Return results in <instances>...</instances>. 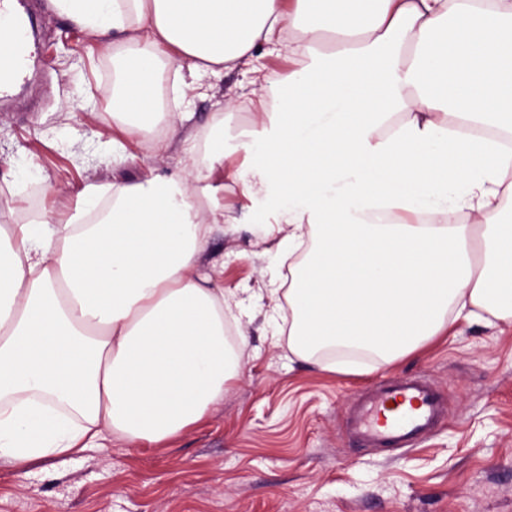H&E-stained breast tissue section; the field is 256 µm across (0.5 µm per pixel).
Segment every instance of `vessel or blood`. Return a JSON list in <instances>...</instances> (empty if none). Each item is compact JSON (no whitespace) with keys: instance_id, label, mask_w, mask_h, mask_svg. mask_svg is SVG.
<instances>
[{"instance_id":"b4317fda","label":"vessel or blood","mask_w":512,"mask_h":512,"mask_svg":"<svg viewBox=\"0 0 512 512\" xmlns=\"http://www.w3.org/2000/svg\"><path fill=\"white\" fill-rule=\"evenodd\" d=\"M28 22L13 0H0V42L10 52L0 57V98L28 74ZM446 408L433 387L418 377L390 380L365 397L350 417L357 442L373 448H404L428 435Z\"/></svg>"}]
</instances>
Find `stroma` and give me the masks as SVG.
Masks as SVG:
<instances>
[{"instance_id": "35a3bbf8", "label": "stroma", "mask_w": 512, "mask_h": 512, "mask_svg": "<svg viewBox=\"0 0 512 512\" xmlns=\"http://www.w3.org/2000/svg\"><path fill=\"white\" fill-rule=\"evenodd\" d=\"M38 68L17 101L0 106V226L62 217L90 181L130 182L184 165L179 142L205 132L225 100L242 111L224 119L225 167L249 171L240 134L254 127L241 70L203 76L180 96L178 63L166 64L158 99L191 109L192 128L117 137L112 124L113 55L93 49L79 25L37 0ZM225 226L205 256L223 260L230 302L224 320L243 328L237 378L199 424L157 446L115 440L73 457L0 461V512H512V326L459 322L424 349L377 368L354 361L329 372L296 360L274 338L287 311L269 288L285 264L263 225L279 210L225 182ZM428 379L445 399L437 428L409 448H357L346 435L350 404L396 377Z\"/></svg>"}]
</instances>
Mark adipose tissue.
<instances>
[{
    "label": "adipose tissue",
    "instance_id": "1",
    "mask_svg": "<svg viewBox=\"0 0 512 512\" xmlns=\"http://www.w3.org/2000/svg\"><path fill=\"white\" fill-rule=\"evenodd\" d=\"M50 2L124 52L112 120L130 134L193 119L158 111L161 60L216 75L266 46L298 62L257 91L274 131L229 174L285 203L262 236L288 258L270 298L298 360L389 363L460 319L512 325V0ZM178 148V173L91 181L64 223L0 228V459L172 440L236 377L224 290L202 271L224 221L222 113Z\"/></svg>",
    "mask_w": 512,
    "mask_h": 512
}]
</instances>
